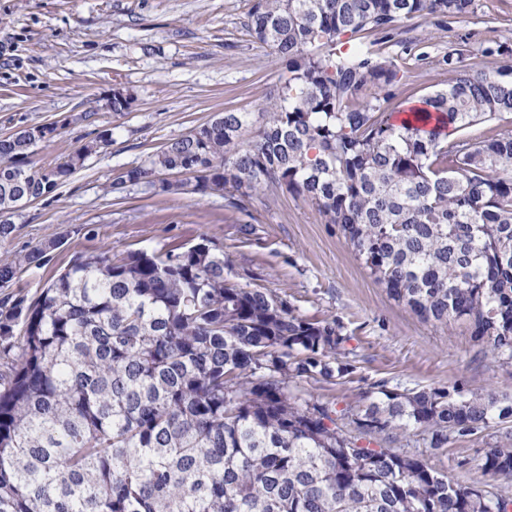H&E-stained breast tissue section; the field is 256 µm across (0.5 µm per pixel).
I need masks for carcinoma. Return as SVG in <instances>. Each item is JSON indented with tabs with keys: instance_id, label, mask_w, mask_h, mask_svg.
I'll use <instances>...</instances> for the list:
<instances>
[{
	"instance_id": "carcinoma-1",
	"label": "carcinoma",
	"mask_w": 512,
	"mask_h": 512,
	"mask_svg": "<svg viewBox=\"0 0 512 512\" xmlns=\"http://www.w3.org/2000/svg\"><path fill=\"white\" fill-rule=\"evenodd\" d=\"M246 27L282 65L258 119L227 109L110 184L114 193H224L242 212L286 192L335 224L375 282L425 321L458 323L512 358V67L442 57L446 86L396 123L390 48L413 20L439 25L473 0H250ZM490 128L472 137L468 130ZM57 124L0 138V215L65 183L112 133L51 170L31 147ZM184 173L176 186L163 177ZM53 238L0 260V290L41 268ZM207 237L176 253L76 255L40 292L0 300V512H512L418 456L377 445L416 429L428 448L512 419V401L383 382L351 415L303 401L298 377L351 373L343 326L231 281ZM484 475L512 476V443Z\"/></svg>"
}]
</instances>
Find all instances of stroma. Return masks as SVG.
Returning a JSON list of instances; mask_svg holds the SVG:
<instances>
[{"label":"stroma","instance_id":"obj_1","mask_svg":"<svg viewBox=\"0 0 512 512\" xmlns=\"http://www.w3.org/2000/svg\"><path fill=\"white\" fill-rule=\"evenodd\" d=\"M249 0H0V135L59 121L52 142L38 144L36 164L55 163L100 130L112 141L49 198L24 206L17 230L0 241V258L48 238H61L50 262L19 274L33 294L84 251L120 254L179 251L208 237L234 262L236 281L265 288L310 318H336L352 365L334 382L293 379L300 399L336 410L356 408L378 382L414 391L459 384L512 399V359L494 354L465 329L434 324L398 306L369 276L336 225L312 204L287 193L254 198L247 212L224 209V196L112 193L119 172L142 164L166 142L185 136L215 113L260 112L282 69L244 22ZM430 62L399 53L404 83L415 96L448 78L440 60L449 46H488L512 39V0H474L467 16L414 32ZM133 96L128 111L107 101L113 88ZM254 233L243 237L239 228ZM512 441V422L493 423L466 438L427 448L422 435L382 440L418 455L449 480L512 498V478L482 475L488 448Z\"/></svg>","mask_w":512,"mask_h":512}]
</instances>
